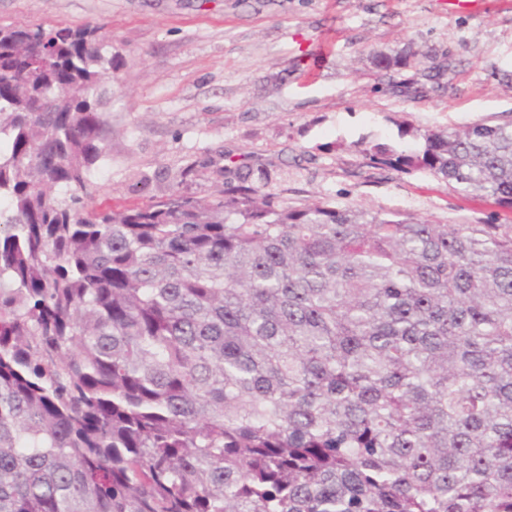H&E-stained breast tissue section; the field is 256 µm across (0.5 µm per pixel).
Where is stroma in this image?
<instances>
[{
  "label": "stroma",
  "mask_w": 512,
  "mask_h": 512,
  "mask_svg": "<svg viewBox=\"0 0 512 512\" xmlns=\"http://www.w3.org/2000/svg\"><path fill=\"white\" fill-rule=\"evenodd\" d=\"M0 24L104 26L114 69L101 110L96 202L120 209L180 191L212 197L227 161L302 206L512 224V209L424 171L368 163L360 144L512 121V0L452 14L448 0H0ZM426 52L399 71L375 54ZM444 66L441 90L422 72Z\"/></svg>",
  "instance_id": "obj_1"
}]
</instances>
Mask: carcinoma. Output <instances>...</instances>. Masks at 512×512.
Instances as JSON below:
<instances>
[{"label": "carcinoma", "instance_id": "cac0c4a2", "mask_svg": "<svg viewBox=\"0 0 512 512\" xmlns=\"http://www.w3.org/2000/svg\"><path fill=\"white\" fill-rule=\"evenodd\" d=\"M112 67L0 25V512H512V224L96 207ZM401 135L362 153L512 209V124Z\"/></svg>", "mask_w": 512, "mask_h": 512}]
</instances>
